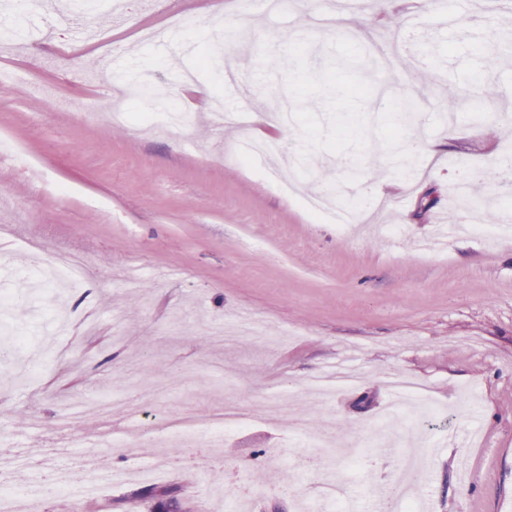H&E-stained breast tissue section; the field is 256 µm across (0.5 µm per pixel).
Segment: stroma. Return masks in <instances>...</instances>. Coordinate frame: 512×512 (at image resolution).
Returning <instances> with one entry per match:
<instances>
[{
	"instance_id": "obj_1",
	"label": "stroma",
	"mask_w": 512,
	"mask_h": 512,
	"mask_svg": "<svg viewBox=\"0 0 512 512\" xmlns=\"http://www.w3.org/2000/svg\"><path fill=\"white\" fill-rule=\"evenodd\" d=\"M0 0V322L31 336L38 375L24 355L0 362V448L15 465L0 486L70 512L58 470L87 459L117 477L96 512H165L140 499L126 474L155 465L177 512H201L211 485L232 494L211 512H302L340 480L354 512H372L391 487L411 415L376 435L391 400L390 375L426 386L435 419L417 492L424 512H512V235L467 231L473 215L512 205V53L485 55L512 17L459 0L454 28L406 26L438 0L381 9L360 0L347 28L327 32L300 0L279 16L248 0H46L15 13ZM371 15L366 37L349 35ZM192 16L188 29L173 27ZM143 27L166 32L141 41ZM201 90L185 94L186 75ZM126 123L110 112L117 86ZM293 101L288 128L217 125L216 111ZM418 109L399 128L402 100ZM276 141L292 167L283 195L243 141ZM419 146L408 165L403 140ZM444 143L433 154L434 143ZM498 166L494 186L456 189L465 170ZM378 185L390 207L345 235L305 199L325 190L333 208L364 212ZM80 256L83 276L46 287L30 270L50 254ZM264 329L242 331L251 317ZM236 325L225 336L226 325ZM81 343L53 354L65 336ZM350 364L358 384L321 402L314 374ZM135 394L143 416L127 424L114 405L108 439L95 420L60 427L61 399ZM279 419L224 435L222 446L182 442L165 430L188 411L269 399ZM351 443L305 448L304 434Z\"/></svg>"
}]
</instances>
